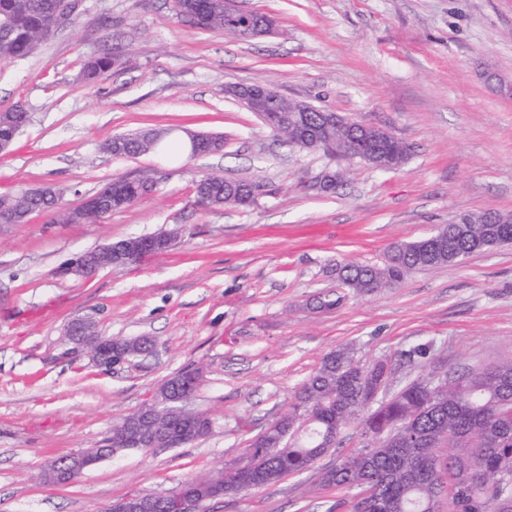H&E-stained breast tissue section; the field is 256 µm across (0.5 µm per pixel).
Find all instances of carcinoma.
<instances>
[{"instance_id":"obj_1","label":"carcinoma","mask_w":512,"mask_h":512,"mask_svg":"<svg viewBox=\"0 0 512 512\" xmlns=\"http://www.w3.org/2000/svg\"><path fill=\"white\" fill-rule=\"evenodd\" d=\"M61 0H0V58L22 59L36 51L37 37L54 26ZM176 14L185 19L196 16L198 27L234 33L233 22L256 19L259 13L238 12L237 19L224 17V0H174ZM121 65V58L105 54L88 59L87 80ZM25 109L17 105L0 114V132L24 119ZM321 112H284L273 132L288 143L314 150V139L322 127ZM147 146L141 133L121 136V145L104 149L116 156L138 155ZM207 200L203 208L225 205L249 207L256 203V181H230L205 175ZM157 181L150 175L138 182L116 177L104 185L113 194L137 201L151 194ZM20 205L35 213L55 215L63 221L60 197L43 188L18 194ZM448 240V250H432L433 239ZM512 243L511 224H448L442 233L388 248L381 266L351 262L337 268L344 285L359 293H371L401 282L409 273L427 267L456 264L473 253ZM344 297L337 292L314 298L317 309H333ZM431 345L417 344L399 353L409 363L429 357ZM385 369L377 363L364 364L343 348L323 356L319 367L298 388L294 401L278 420L252 440L247 449L241 485L235 495L276 483L283 477L302 473L336 446L343 431L353 423L370 435L372 446L362 448L340 463L321 472L325 489H355L349 503L344 501L328 512L347 507L348 512H512V483H499L500 476L512 474V363L477 365L455 372L448 390L432 395L428 379L417 378L397 392L370 405L365 399L369 382L378 381ZM448 448L450 452L443 453ZM214 479L190 478L198 500L213 501Z\"/></svg>"}]
</instances>
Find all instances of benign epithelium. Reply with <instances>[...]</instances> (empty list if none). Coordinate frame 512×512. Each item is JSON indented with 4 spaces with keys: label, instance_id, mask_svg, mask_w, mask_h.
<instances>
[{
    "label": "benign epithelium",
    "instance_id": "1",
    "mask_svg": "<svg viewBox=\"0 0 512 512\" xmlns=\"http://www.w3.org/2000/svg\"><path fill=\"white\" fill-rule=\"evenodd\" d=\"M83 0H62L58 9L57 23L54 30L58 31L71 25L79 15ZM227 95L238 99L239 103L249 111L257 113L260 120L270 125L275 121L271 114V97L268 86L260 83H240L227 88ZM189 157L203 156L210 151V141L206 133H188ZM321 145L330 154L332 160H358L378 170H397L405 164L409 150L400 144L397 138L386 128L373 123L359 122L356 124L354 137L347 141H339L332 136L323 137ZM130 204V200L118 195L111 200L95 194L86 200V207L69 213L67 222L84 224L91 214L101 217L119 211ZM170 243L157 240L149 235H131L121 239L117 244L111 242L82 254L75 263L65 269L63 274L89 278L101 270L112 267L134 266L141 263L149 252L169 249ZM64 354L72 358L89 359V362L100 370L115 371L130 363L133 359L146 355L144 348L132 350L130 343L134 340L145 342V337H125L121 343L123 352L112 354L113 337L103 335L96 324L88 319L72 320L66 329ZM172 402L170 391L161 385L155 398L138 408L125 421V430L117 437L108 438L107 449L104 451H85L62 460L51 462L42 474L46 482L59 486H67L77 482L84 471L117 454L123 448L135 445L149 449L179 448L192 441V433L179 429L168 431V426L160 419V407ZM196 494L194 489L182 486L177 491L166 495L161 503L152 497L142 495L118 500L106 507L104 512H196Z\"/></svg>",
    "mask_w": 512,
    "mask_h": 512
}]
</instances>
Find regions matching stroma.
<instances>
[{
    "instance_id": "obj_1",
    "label": "stroma",
    "mask_w": 512,
    "mask_h": 512,
    "mask_svg": "<svg viewBox=\"0 0 512 512\" xmlns=\"http://www.w3.org/2000/svg\"><path fill=\"white\" fill-rule=\"evenodd\" d=\"M275 21L243 38L177 17L172 0H83L76 22L22 60H0V112L28 121L0 153V196L50 187L74 207L119 176L156 173L128 209L89 224L50 214L0 226V512H102L112 501L166 494L245 456L284 413L322 357L349 347L368 363L420 343L427 362L396 368L392 389L451 367L512 361V244L427 267L333 310L337 265H380L397 242L462 214H512V0H236ZM119 68L86 81L103 53ZM266 82L292 100L387 128L411 153L399 169L343 164L335 193L313 190L329 167L286 145L239 103L234 83ZM170 130L180 160L116 157L104 142ZM223 134V153L188 158L186 132ZM204 175L252 179L248 209H205ZM168 231L166 254L90 278L61 275L80 254ZM92 318L107 336H150L152 356L114 373L65 357L64 330ZM205 374L192 401L210 434L153 452L119 453L76 483L42 474L62 456L106 444L174 373ZM360 447L349 426L308 470L202 505L201 512H327L348 489L323 490V469Z\"/></svg>"
}]
</instances>
